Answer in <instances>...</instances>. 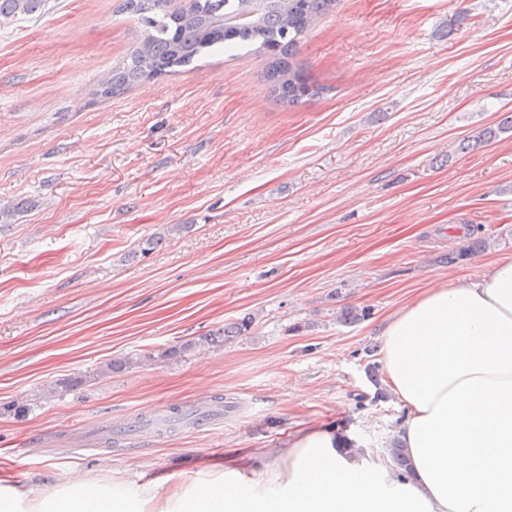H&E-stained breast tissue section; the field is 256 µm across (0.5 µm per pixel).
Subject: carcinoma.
I'll use <instances>...</instances> for the list:
<instances>
[{
	"label": "carcinoma",
	"mask_w": 512,
	"mask_h": 512,
	"mask_svg": "<svg viewBox=\"0 0 512 512\" xmlns=\"http://www.w3.org/2000/svg\"><path fill=\"white\" fill-rule=\"evenodd\" d=\"M338 0H182L170 9L171 0H122L121 11L133 17L140 35L130 53L98 81L93 95L110 98L133 85L161 78L173 68L187 66L204 51L227 42L255 45L254 52L267 61L266 76L276 98L295 106L321 93L307 79L295 60L301 37L324 17ZM48 0H0V25L20 16L45 11ZM512 131V119L478 130L461 149L483 146L499 134ZM479 226L471 232L468 249L451 252L454 262L484 251L488 236ZM256 318L245 316L200 339H189L164 349L159 357L173 359L205 345H221L243 336Z\"/></svg>",
	"instance_id": "1"
}]
</instances>
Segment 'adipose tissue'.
I'll return each instance as SVG.
<instances>
[{
    "label": "adipose tissue",
    "mask_w": 512,
    "mask_h": 512,
    "mask_svg": "<svg viewBox=\"0 0 512 512\" xmlns=\"http://www.w3.org/2000/svg\"><path fill=\"white\" fill-rule=\"evenodd\" d=\"M380 336L387 385L407 411L406 473L313 423L185 485L141 472L35 493L0 472V512H512V254L423 289Z\"/></svg>",
    "instance_id": "obj_1"
}]
</instances>
